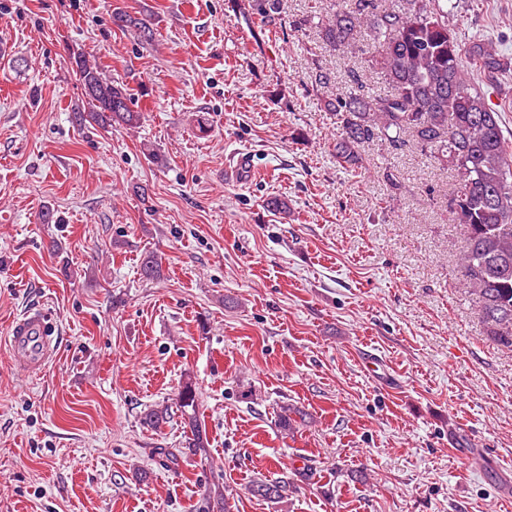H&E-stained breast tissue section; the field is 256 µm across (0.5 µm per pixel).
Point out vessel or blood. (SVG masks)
Instances as JSON below:
<instances>
[{
  "label": "vessel or blood",
  "instance_id": "b4317fda",
  "mask_svg": "<svg viewBox=\"0 0 512 512\" xmlns=\"http://www.w3.org/2000/svg\"><path fill=\"white\" fill-rule=\"evenodd\" d=\"M7 343L13 364L28 374L41 372L58 351L44 314L37 310L28 311L14 321Z\"/></svg>",
  "mask_w": 512,
  "mask_h": 512
}]
</instances>
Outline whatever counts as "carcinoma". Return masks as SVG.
Wrapping results in <instances>:
<instances>
[{
    "label": "carcinoma",
    "mask_w": 512,
    "mask_h": 512,
    "mask_svg": "<svg viewBox=\"0 0 512 512\" xmlns=\"http://www.w3.org/2000/svg\"><path fill=\"white\" fill-rule=\"evenodd\" d=\"M280 0H249L241 14L272 22ZM321 38L339 50L358 41L368 47L367 65L384 76L389 90L372 95L359 85L327 98L340 120L334 151L345 168L363 167L364 144L378 140L392 146L405 136L440 163L453 168L455 188L448 199L454 221L465 228L460 256L463 286L478 300V316L488 340L512 351V144L501 115L475 88L471 71L487 78L504 71L508 59L478 42L466 48L448 22V0H406L398 10L378 0L338 4L321 22ZM79 81L90 111L77 112L79 126L139 127L128 88L103 76L98 67L76 60ZM141 269L157 276L162 257L143 254ZM180 413L184 440L180 448H154L161 465L175 470L189 456L207 457V430L199 416L195 383L183 380L174 406L144 411L142 424L159 430ZM250 491L266 499L288 496V482L259 480Z\"/></svg>",
    "instance_id": "1"
}]
</instances>
